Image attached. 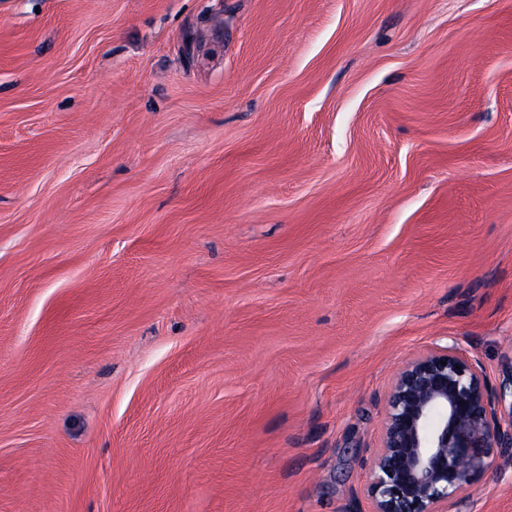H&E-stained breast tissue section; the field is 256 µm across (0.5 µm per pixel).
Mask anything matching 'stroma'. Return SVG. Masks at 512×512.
<instances>
[{"label":"stroma","instance_id":"1","mask_svg":"<svg viewBox=\"0 0 512 512\" xmlns=\"http://www.w3.org/2000/svg\"><path fill=\"white\" fill-rule=\"evenodd\" d=\"M450 344L512 376V0H0V512H367Z\"/></svg>","mask_w":512,"mask_h":512}]
</instances>
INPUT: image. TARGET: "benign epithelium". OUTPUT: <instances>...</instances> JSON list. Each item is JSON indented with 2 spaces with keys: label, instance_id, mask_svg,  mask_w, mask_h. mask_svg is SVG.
I'll use <instances>...</instances> for the list:
<instances>
[{
  "label": "benign epithelium",
  "instance_id": "benign-epithelium-1",
  "mask_svg": "<svg viewBox=\"0 0 512 512\" xmlns=\"http://www.w3.org/2000/svg\"><path fill=\"white\" fill-rule=\"evenodd\" d=\"M512 451V378L494 385L454 346L409 360L383 396L369 512H449L462 488Z\"/></svg>",
  "mask_w": 512,
  "mask_h": 512
}]
</instances>
